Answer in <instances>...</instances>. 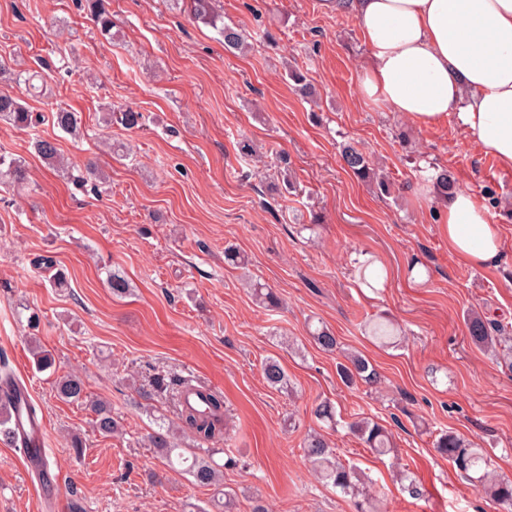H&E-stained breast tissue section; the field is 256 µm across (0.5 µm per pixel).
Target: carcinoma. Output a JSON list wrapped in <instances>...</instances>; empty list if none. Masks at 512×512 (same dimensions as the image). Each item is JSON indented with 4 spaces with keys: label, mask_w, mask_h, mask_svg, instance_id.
Returning a JSON list of instances; mask_svg holds the SVG:
<instances>
[{
    "label": "carcinoma",
    "mask_w": 512,
    "mask_h": 512,
    "mask_svg": "<svg viewBox=\"0 0 512 512\" xmlns=\"http://www.w3.org/2000/svg\"><path fill=\"white\" fill-rule=\"evenodd\" d=\"M87 8L94 21L99 25L103 36H112V20L105 0H86ZM189 14L192 19L205 24H216V16L212 12V0H189ZM224 37V47L236 50L243 44L242 35L233 27L224 25L220 28ZM300 95L308 98L313 96V88L307 76L298 70L288 73ZM54 125L64 132L76 134L78 119L75 113L56 108L51 113ZM0 121L27 129L33 124V113L24 101L10 93L0 92ZM36 152L50 163L57 162L59 151L56 143L47 138H38L34 142ZM345 166L358 178L374 184L382 196L393 193L395 184L389 177L380 175L371 167L366 154L354 147L347 146L341 154ZM26 179V170L22 160L0 152V184H22ZM436 197L440 200L448 197V193L457 189L456 182L446 169H439L431 175ZM108 287L114 296H126L131 288L128 280L119 273L112 271L107 277ZM253 296L256 303L263 308H274L277 296L274 291L260 283L253 285ZM464 322L468 336L476 346L490 350H500L504 357L512 356V347H507L508 337L506 326L493 322L479 312L473 310L466 313ZM365 331L382 346H398L404 339L400 326L389 319L369 320L364 324ZM315 344L323 351L333 352L339 349L336 336L326 327H317L311 332ZM33 363L41 371L52 368L55 364L53 354L43 348L35 338H29ZM337 374L346 386L359 381L368 385L378 386L380 377L368 360L359 354L346 355V362L337 365ZM263 375L268 386L277 390L288 389V374L281 363L269 359L264 363ZM19 383L14 375L0 361V438L10 444H18L16 427L11 406L17 400ZM57 398L68 402H85V385L76 375H64L56 379L53 386ZM206 410L179 404V428L157 420L158 430L150 436V445L169 466L184 467V471L200 486L221 485L222 470L212 458L199 457L196 454L184 455L180 448L177 432L190 434L199 443H209L219 438L225 430L224 396L217 391L207 390L203 395ZM90 407L95 414L93 424L102 435L108 436L118 431V421L112 416V409L104 401L92 400ZM314 418L334 429L337 426L336 409L329 400L318 402L311 409ZM349 431L361 440L369 450L379 456L394 452L392 434L378 421L370 417H357L348 423ZM301 448L303 456L312 465L318 479L340 490L350 498L356 512H378L369 498V479L354 463L343 462L336 454L326 437L318 431H311L304 437ZM438 453L452 461L464 478L480 493L484 494L500 512H512V480L501 478L491 470V459L482 448L474 445L452 431L440 432L435 441Z\"/></svg>",
    "instance_id": "1"
}]
</instances>
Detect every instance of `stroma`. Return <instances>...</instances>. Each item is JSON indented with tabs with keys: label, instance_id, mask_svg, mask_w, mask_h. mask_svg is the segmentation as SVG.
<instances>
[{
	"label": "stroma",
	"instance_id": "1",
	"mask_svg": "<svg viewBox=\"0 0 512 512\" xmlns=\"http://www.w3.org/2000/svg\"><path fill=\"white\" fill-rule=\"evenodd\" d=\"M104 40L82 0H0V59L12 71L41 72L26 96L37 127L0 123V151L25 161L28 180L0 185V355L46 421V461L64 479L58 512H207L215 488L191 483L149 448L156 418L177 419L156 376L220 392L229 432L214 459L238 512L260 497L271 512H354L348 497L319 482L301 442L311 414L331 400L339 425L329 439L340 459L371 479L382 512H497L439 455L438 432L487 449L512 479V368L473 345L463 316L477 307L512 325V168L469 142L456 117L419 126L364 98L370 63L352 12L327 14L320 0H216L224 23L247 37L224 48L218 29L191 20L185 0H108ZM306 73L313 99L297 95L286 70ZM75 112L78 136L56 129V108ZM144 116L126 129L119 114ZM55 139L64 165L39 157L36 137ZM262 153L241 156L240 143ZM351 143L394 179L377 195L344 165ZM96 162L103 183L79 187L65 164ZM296 193L271 198L280 165ZM450 171L488 209L502 253L473 267L448 249L441 202L427 187ZM232 245L247 271L224 264ZM375 256L383 287L364 288L357 269ZM430 271L407 278L411 261ZM70 286L51 287L52 268ZM130 282L119 299L108 271ZM272 288L279 309L259 308L246 279ZM38 313L29 331L22 308ZM398 323L395 348L368 338L362 321ZM325 324L342 352L363 354L379 387L342 384V352L319 349L309 331ZM56 366L37 371L29 335ZM288 373L291 392L270 388L267 359ZM76 374L88 395L110 402L121 434L106 437L89 405L54 397L57 377ZM362 413L390 428L394 454L378 457L345 427ZM83 455H74L72 435ZM15 446L0 441V512H44ZM408 470L422 491L397 479Z\"/></svg>",
	"mask_w": 512,
	"mask_h": 512
}]
</instances>
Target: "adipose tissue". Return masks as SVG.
Returning a JSON list of instances; mask_svg holds the SVG:
<instances>
[{"instance_id": "adipose-tissue-1", "label": "adipose tissue", "mask_w": 512, "mask_h": 512, "mask_svg": "<svg viewBox=\"0 0 512 512\" xmlns=\"http://www.w3.org/2000/svg\"><path fill=\"white\" fill-rule=\"evenodd\" d=\"M352 11L370 55L361 91L411 122L456 115L467 138L512 168V0H321ZM448 249L476 267L496 264L501 239L467 191L441 205Z\"/></svg>"}]
</instances>
